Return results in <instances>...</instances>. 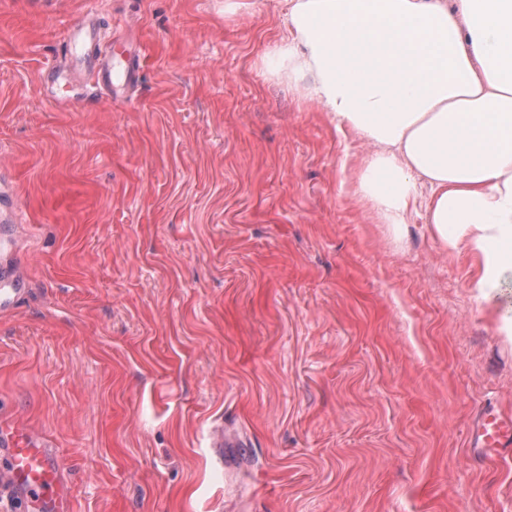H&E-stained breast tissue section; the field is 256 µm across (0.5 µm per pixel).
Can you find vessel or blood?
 Here are the masks:
<instances>
[{"mask_svg": "<svg viewBox=\"0 0 512 512\" xmlns=\"http://www.w3.org/2000/svg\"><path fill=\"white\" fill-rule=\"evenodd\" d=\"M66 48V66L45 73V81L66 86L79 81L108 96L115 93L117 82L128 87L137 85L140 55H120L111 44L103 42L95 15H86L70 29ZM470 445L489 456L512 452V414L484 409L473 427ZM0 454L10 461L9 468L0 472V488L17 495L21 502L18 512H27L33 502L41 504L42 512H72L66 473L42 434L24 424L13 425L0 437Z\"/></svg>", "mask_w": 512, "mask_h": 512, "instance_id": "1", "label": "vessel or blood"}]
</instances>
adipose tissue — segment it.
Wrapping results in <instances>:
<instances>
[{"instance_id":"ef3b65f1","label":"adipose tissue","mask_w":512,"mask_h":512,"mask_svg":"<svg viewBox=\"0 0 512 512\" xmlns=\"http://www.w3.org/2000/svg\"><path fill=\"white\" fill-rule=\"evenodd\" d=\"M267 64L372 143L349 191L401 232L421 187L427 222L480 260L490 298L512 270V0H285Z\"/></svg>"}]
</instances>
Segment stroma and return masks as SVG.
Here are the masks:
<instances>
[{"label": "stroma", "mask_w": 512, "mask_h": 512, "mask_svg": "<svg viewBox=\"0 0 512 512\" xmlns=\"http://www.w3.org/2000/svg\"><path fill=\"white\" fill-rule=\"evenodd\" d=\"M246 2L0 0V428L46 436L73 512H512V455L469 445L512 410V271L478 300L421 213L373 223L369 144L264 64L283 0ZM90 8L141 79L56 104ZM20 267V266H19ZM14 266L13 273H0V310L10 308L14 303V298L19 284L20 269Z\"/></svg>", "instance_id": "35a3bbf8"}]
</instances>
